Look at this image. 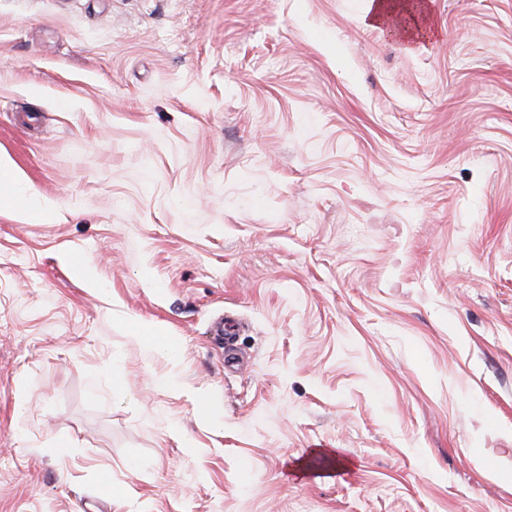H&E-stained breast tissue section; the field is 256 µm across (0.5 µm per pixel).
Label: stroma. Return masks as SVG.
<instances>
[{"instance_id":"35a3bbf8","label":"stroma","mask_w":512,"mask_h":512,"mask_svg":"<svg viewBox=\"0 0 512 512\" xmlns=\"http://www.w3.org/2000/svg\"><path fill=\"white\" fill-rule=\"evenodd\" d=\"M427 3L0 0V512H512V0ZM395 8L396 5L393 4V2H389L386 0H372L373 13L371 16V20L379 25L385 26L389 31V34L397 39H407L410 37V33H413L414 35L419 33L420 35L424 32V29H421L419 27H417L416 31H412L407 29L402 30L395 26L391 21V17L393 16Z\"/></svg>"}]
</instances>
